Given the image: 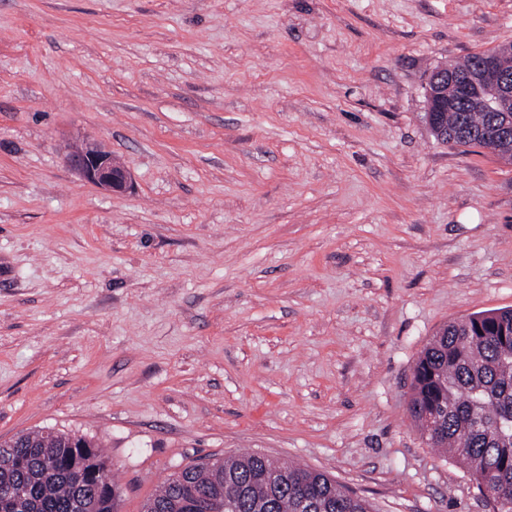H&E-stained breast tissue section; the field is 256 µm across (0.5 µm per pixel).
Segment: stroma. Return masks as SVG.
I'll return each instance as SVG.
<instances>
[{"label":"stroma","instance_id":"1","mask_svg":"<svg viewBox=\"0 0 512 512\" xmlns=\"http://www.w3.org/2000/svg\"><path fill=\"white\" fill-rule=\"evenodd\" d=\"M512 0H0V441L94 436L120 512L239 452L374 512H493L408 416L435 332L512 308V168L437 66ZM101 142L112 194L63 162Z\"/></svg>","mask_w":512,"mask_h":512}]
</instances>
